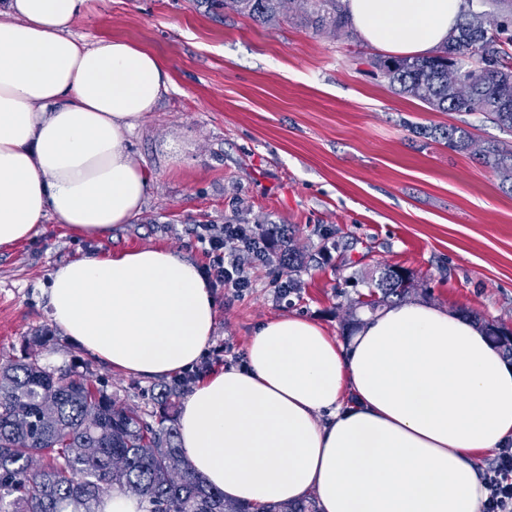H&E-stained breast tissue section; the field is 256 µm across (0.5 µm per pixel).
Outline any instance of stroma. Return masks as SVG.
I'll list each match as a JSON object with an SVG mask.
<instances>
[{
    "label": "stroma",
    "mask_w": 512,
    "mask_h": 512,
    "mask_svg": "<svg viewBox=\"0 0 512 512\" xmlns=\"http://www.w3.org/2000/svg\"><path fill=\"white\" fill-rule=\"evenodd\" d=\"M72 32L151 51L172 87L130 137L149 178L131 223L86 239L50 220L0 250V363L35 352L153 410L161 379L114 371L70 342L43 285L62 263L147 246L205 267L195 237L204 224H285L305 256L290 277L276 255L241 254L253 286L239 297L214 289L218 320L199 361L209 373L243 365L258 326L283 315L349 340L387 266L410 273L409 301L512 329V183L422 135L454 125L481 146L503 132L396 94L373 65L385 52L352 25L315 33L292 13L260 25L214 0H90Z\"/></svg>",
    "instance_id": "obj_1"
}]
</instances>
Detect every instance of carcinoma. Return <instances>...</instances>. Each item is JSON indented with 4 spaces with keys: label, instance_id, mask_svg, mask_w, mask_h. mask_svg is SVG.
Wrapping results in <instances>:
<instances>
[{
    "label": "carcinoma",
    "instance_id": "obj_1",
    "mask_svg": "<svg viewBox=\"0 0 512 512\" xmlns=\"http://www.w3.org/2000/svg\"><path fill=\"white\" fill-rule=\"evenodd\" d=\"M257 24L280 14H300L319 32L345 26L341 0H221ZM461 23L436 54L422 59L386 60L384 76L405 96L436 112L478 114L512 134V0H464ZM499 11L503 29L483 35L470 29L474 14L487 6ZM457 56L469 83L448 94V55ZM448 147L467 151L471 133L451 126L439 132ZM481 163L512 169V143L490 142L478 149ZM380 296L359 302L372 310L404 298L399 269L390 267L376 283ZM489 338L512 361V331L489 328ZM180 387L157 394L155 422L133 405L90 383L75 369H55L25 353L0 365V512H95L114 491L137 496L145 512H316L312 501L253 508L195 476L178 443L176 399Z\"/></svg>",
    "mask_w": 512,
    "mask_h": 512
}]
</instances>
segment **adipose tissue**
<instances>
[{"label":"adipose tissue","instance_id":"adipose-tissue-1","mask_svg":"<svg viewBox=\"0 0 512 512\" xmlns=\"http://www.w3.org/2000/svg\"><path fill=\"white\" fill-rule=\"evenodd\" d=\"M88 0L0 8V249L47 219L91 238L140 213L149 179L128 136L169 91L138 45L76 38ZM370 44L425 57L463 0H344ZM53 321L113 370L142 378L192 368L218 311L199 268L164 249L85 256L49 274ZM180 446L226 499L254 507L315 497L319 512H480L478 452L512 447V363L483 329L424 302L383 307L348 343L280 316L246 362L195 386Z\"/></svg>","mask_w":512,"mask_h":512}]
</instances>
